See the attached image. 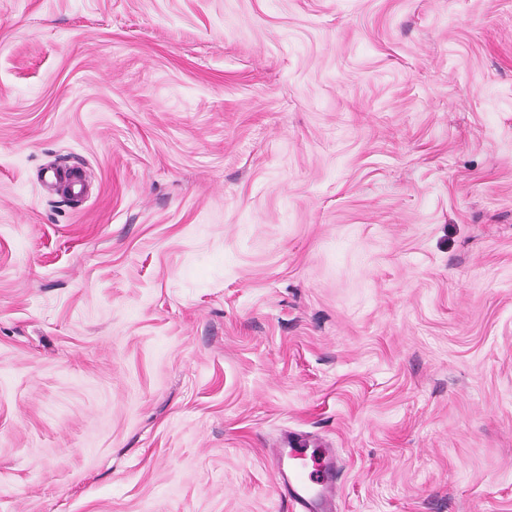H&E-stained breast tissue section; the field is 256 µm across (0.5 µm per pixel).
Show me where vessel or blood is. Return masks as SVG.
Wrapping results in <instances>:
<instances>
[{
    "label": "vessel or blood",
    "mask_w": 512,
    "mask_h": 512,
    "mask_svg": "<svg viewBox=\"0 0 512 512\" xmlns=\"http://www.w3.org/2000/svg\"><path fill=\"white\" fill-rule=\"evenodd\" d=\"M271 457L279 487L301 512H332L336 496V451L311 448L298 437L284 439Z\"/></svg>",
    "instance_id": "1"
}]
</instances>
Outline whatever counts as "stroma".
<instances>
[{"mask_svg":"<svg viewBox=\"0 0 512 512\" xmlns=\"http://www.w3.org/2000/svg\"><path fill=\"white\" fill-rule=\"evenodd\" d=\"M285 431L512 512V0H0V512H292Z\"/></svg>","mask_w":512,"mask_h":512,"instance_id":"obj_1","label":"stroma"}]
</instances>
